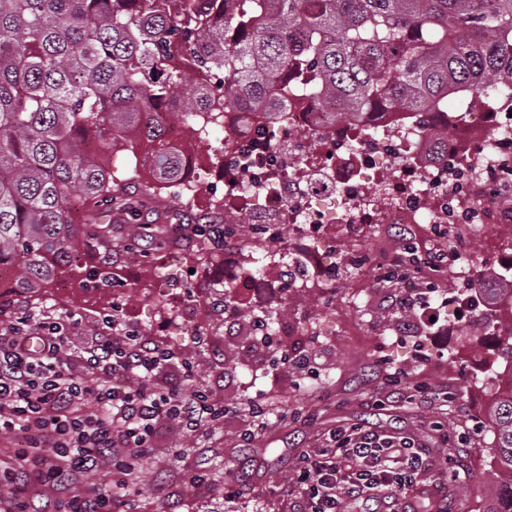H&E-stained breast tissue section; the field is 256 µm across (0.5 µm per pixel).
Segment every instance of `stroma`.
<instances>
[{
  "instance_id": "35a3bbf8",
  "label": "stroma",
  "mask_w": 512,
  "mask_h": 512,
  "mask_svg": "<svg viewBox=\"0 0 512 512\" xmlns=\"http://www.w3.org/2000/svg\"><path fill=\"white\" fill-rule=\"evenodd\" d=\"M442 245L464 258L478 257L492 272L499 253L512 249V229H471L449 235ZM401 247L389 224L371 225L355 236L339 224L324 233L318 250L325 264L336 267V287L330 298L315 288L285 307L286 316L309 315V334L281 347L291 356L318 358L324 365L319 375L288 365L275 367L266 358L240 366L245 339L222 330L197 345L177 330L164 335L169 347L190 358L194 388L212 390L231 410L194 446L177 427L167 430L147 464L142 512H293L294 498L274 493V485L292 478L299 457L325 445L330 432L355 425L411 436L428 446L433 465L418 476L425 490L418 501L420 512H437L439 504L430 495L436 484L451 512H486L500 476L489 462L493 432L476 416L470 401L477 393L494 403L498 384L473 372L469 352L479 348V337L436 341L401 336L403 322L393 301V286L378 274L379 259ZM350 252L358 253V261L341 265V257ZM194 255L188 245L147 257L116 248L111 282L86 284L75 271L63 296L41 288L20 290L15 304L79 318L71 331V347L78 351L88 345L104 317L122 314V306L112 302L113 289L122 288L127 303L135 307V323L151 332L171 322L164 296L195 283L193 272H203L197 282L201 288L223 287V257L197 264ZM397 371L407 385L439 390L440 398L417 397L409 404L388 399L387 384ZM255 403L269 405L270 412L261 435L247 443L241 433L252 420L248 408ZM442 428L448 431L444 441L438 434ZM178 448L185 449V456H175ZM198 469L205 472V482L185 484L184 472ZM231 476L246 488L235 498L225 495Z\"/></svg>"
}]
</instances>
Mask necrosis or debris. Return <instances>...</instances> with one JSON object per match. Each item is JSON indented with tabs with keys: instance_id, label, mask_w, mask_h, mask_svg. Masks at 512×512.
<instances>
[{
	"instance_id": "obj_1",
	"label": "necrosis or debris",
	"mask_w": 512,
	"mask_h": 512,
	"mask_svg": "<svg viewBox=\"0 0 512 512\" xmlns=\"http://www.w3.org/2000/svg\"><path fill=\"white\" fill-rule=\"evenodd\" d=\"M282 77H271L270 93L253 114L249 131L239 129V114L224 113V139L214 146L215 166L199 168L181 196L197 201L200 191L219 199L225 223L249 213L261 242L280 225L292 224L302 244L299 261L266 248L252 251L254 264L279 266L282 278L255 277L224 250V278L235 299L220 306L206 301L189 327L205 333L216 328L254 333L241 310L266 315L296 302L312 287L330 296L334 272L320 260L315 243L334 224L361 230L371 224H508L512 226V86L488 92L494 106L476 109L459 100L452 140H432L443 129L442 112L388 111L376 119L336 122L342 107L334 98L283 99ZM306 130L304 139L292 137ZM397 253L403 280L400 297L424 301L413 320L418 336L465 335L484 315L479 294L443 288L426 292L422 279Z\"/></svg>"
}]
</instances>
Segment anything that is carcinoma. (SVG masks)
Instances as JSON below:
<instances>
[{"label": "carcinoma", "instance_id": "carcinoma-1", "mask_svg": "<svg viewBox=\"0 0 512 512\" xmlns=\"http://www.w3.org/2000/svg\"><path fill=\"white\" fill-rule=\"evenodd\" d=\"M181 49L217 99L182 100ZM268 71L293 77L286 93L340 99L338 121L436 112L454 93L481 108L512 81V0H0V268L21 269L15 287H41L82 250L133 248L117 213L163 246L167 225L138 220L156 185L183 180L169 114L217 121L262 98ZM128 135L152 147L135 198L130 177L86 157ZM493 414L496 463L512 471V400ZM490 512H512V482Z\"/></svg>", "mask_w": 512, "mask_h": 512}]
</instances>
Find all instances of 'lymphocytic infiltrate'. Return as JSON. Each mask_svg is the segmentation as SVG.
Returning a JSON list of instances; mask_svg holds the SVG:
<instances>
[{
  "label": "lymphocytic infiltrate",
  "mask_w": 512,
  "mask_h": 512,
  "mask_svg": "<svg viewBox=\"0 0 512 512\" xmlns=\"http://www.w3.org/2000/svg\"><path fill=\"white\" fill-rule=\"evenodd\" d=\"M0 315V437L13 459L0 468V512H133L165 423L198 438L203 422L227 412L204 391L185 396L187 359L120 317L71 353L65 320L32 308ZM428 467L413 438L354 427L303 455L282 492L298 512H344V501L360 498L416 512L417 476ZM98 473L102 482L77 490Z\"/></svg>",
  "instance_id": "obj_1"
}]
</instances>
